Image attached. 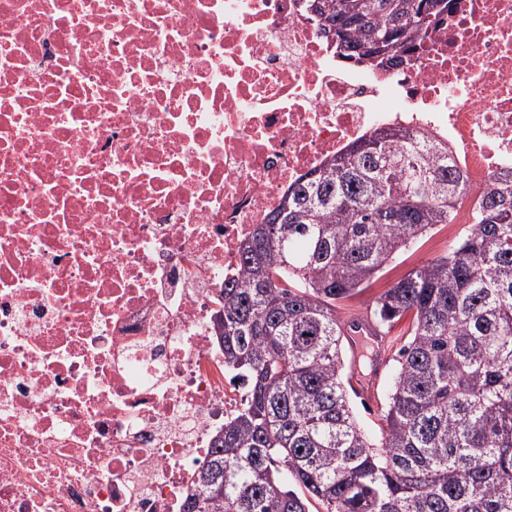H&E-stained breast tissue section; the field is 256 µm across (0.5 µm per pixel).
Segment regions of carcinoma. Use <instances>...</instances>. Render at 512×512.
Masks as SVG:
<instances>
[{
	"label": "carcinoma",
	"mask_w": 512,
	"mask_h": 512,
	"mask_svg": "<svg viewBox=\"0 0 512 512\" xmlns=\"http://www.w3.org/2000/svg\"><path fill=\"white\" fill-rule=\"evenodd\" d=\"M357 62L392 65L443 0H309ZM448 148L378 129L304 175L240 246L217 319L248 402L224 423L183 512H512V177L473 224L385 289L372 311L409 321L380 436L344 383L336 307L386 263L451 223L465 193Z\"/></svg>",
	"instance_id": "carcinoma-1"
}]
</instances>
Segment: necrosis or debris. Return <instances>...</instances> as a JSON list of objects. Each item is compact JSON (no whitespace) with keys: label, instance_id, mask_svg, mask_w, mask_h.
I'll list each match as a JSON object with an SVG mask.
<instances>
[{"label":"necrosis or debris","instance_id":"1","mask_svg":"<svg viewBox=\"0 0 512 512\" xmlns=\"http://www.w3.org/2000/svg\"><path fill=\"white\" fill-rule=\"evenodd\" d=\"M306 2L0 0V512H182L247 400L224 282L302 175L407 127L466 224L512 171V0H448L397 66Z\"/></svg>","mask_w":512,"mask_h":512}]
</instances>
